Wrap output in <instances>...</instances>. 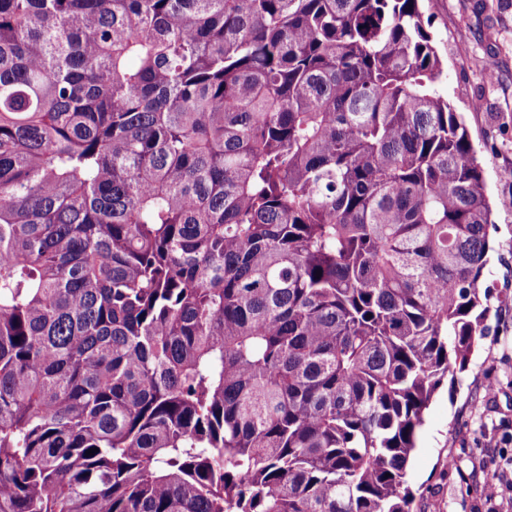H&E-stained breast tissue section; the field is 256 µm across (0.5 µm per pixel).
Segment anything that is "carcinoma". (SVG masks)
Wrapping results in <instances>:
<instances>
[{
  "label": "carcinoma",
  "mask_w": 512,
  "mask_h": 512,
  "mask_svg": "<svg viewBox=\"0 0 512 512\" xmlns=\"http://www.w3.org/2000/svg\"><path fill=\"white\" fill-rule=\"evenodd\" d=\"M419 2L0 0V512H411L492 224Z\"/></svg>",
  "instance_id": "obj_1"
}]
</instances>
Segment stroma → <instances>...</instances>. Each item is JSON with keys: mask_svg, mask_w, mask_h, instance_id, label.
<instances>
[{"mask_svg": "<svg viewBox=\"0 0 512 512\" xmlns=\"http://www.w3.org/2000/svg\"><path fill=\"white\" fill-rule=\"evenodd\" d=\"M441 57V95L462 113L493 209L484 280L489 333L456 383L433 396L407 469L413 512H512L483 487L512 477V0H423Z\"/></svg>", "mask_w": 512, "mask_h": 512, "instance_id": "1", "label": "stroma"}]
</instances>
